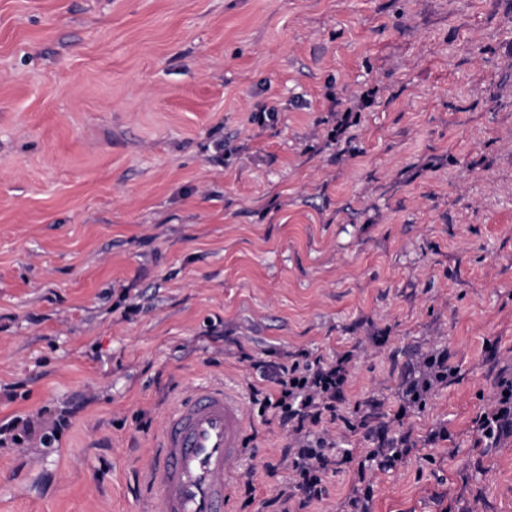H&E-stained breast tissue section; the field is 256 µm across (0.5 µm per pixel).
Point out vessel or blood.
<instances>
[{
    "label": "vessel or blood",
    "instance_id": "vessel-or-blood-1",
    "mask_svg": "<svg viewBox=\"0 0 512 512\" xmlns=\"http://www.w3.org/2000/svg\"><path fill=\"white\" fill-rule=\"evenodd\" d=\"M244 438L236 392L214 384L181 398L167 415L150 475L154 512H226Z\"/></svg>",
    "mask_w": 512,
    "mask_h": 512
}]
</instances>
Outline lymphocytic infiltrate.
<instances>
[{"instance_id":"1","label":"lymphocytic infiltrate","mask_w":512,"mask_h":512,"mask_svg":"<svg viewBox=\"0 0 512 512\" xmlns=\"http://www.w3.org/2000/svg\"><path fill=\"white\" fill-rule=\"evenodd\" d=\"M351 359V354L346 353L326 365L261 358L252 362L263 380L273 385L269 392L253 389L252 404L257 406L259 413L274 412L293 439L285 457L294 488L280 492L282 512H303L311 501L322 497L323 481L333 463L334 449L327 426L338 416L337 404L348 380ZM448 371L447 351L425 357L410 370L403 382L404 404H414L420 391L447 382ZM408 442V437L403 436L361 451L357 462L360 487L348 498L349 512H370L376 470L390 469L402 462L409 453Z\"/></svg>"}]
</instances>
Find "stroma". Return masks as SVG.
Instances as JSON below:
<instances>
[{"label":"stroma","instance_id":"obj_1","mask_svg":"<svg viewBox=\"0 0 512 512\" xmlns=\"http://www.w3.org/2000/svg\"><path fill=\"white\" fill-rule=\"evenodd\" d=\"M287 352L353 353L337 447L409 435L372 512H512L478 424L512 379V0H0V424L69 421L0 447V512H148L170 408ZM245 420L227 510L280 512L288 430ZM448 351L442 350L425 357L416 367H412L402 386L400 415L404 416L412 404L421 400V392L430 390L436 384L448 381ZM417 396V399H414Z\"/></svg>","mask_w":512,"mask_h":512}]
</instances>
